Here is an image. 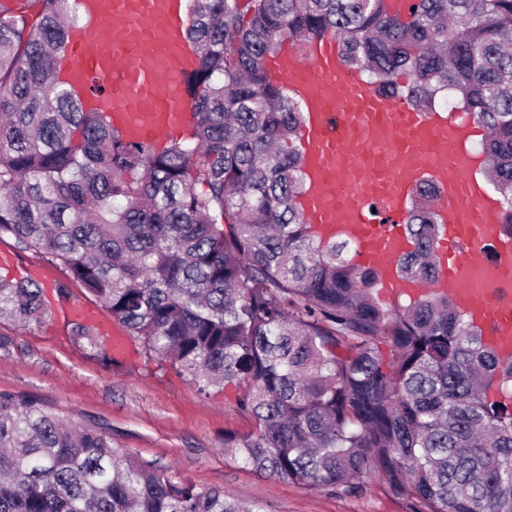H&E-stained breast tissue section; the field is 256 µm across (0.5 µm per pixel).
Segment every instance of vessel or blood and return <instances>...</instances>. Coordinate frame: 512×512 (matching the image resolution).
<instances>
[{"instance_id": "obj_1", "label": "vessel or blood", "mask_w": 512, "mask_h": 512, "mask_svg": "<svg viewBox=\"0 0 512 512\" xmlns=\"http://www.w3.org/2000/svg\"><path fill=\"white\" fill-rule=\"evenodd\" d=\"M85 26L75 28L64 60L68 83L132 143L152 147L181 137L193 119L184 79L195 66L182 40L185 0H81ZM307 113L302 147L308 224L324 238L356 246L359 265L374 268L382 298L418 294L401 280L396 258L409 244L400 224L420 181L440 190L444 234L435 291L447 294L512 356V243L501 240L497 201L473 174L464 147L480 132L373 91L338 58L325 37L288 48L273 68Z\"/></svg>"}]
</instances>
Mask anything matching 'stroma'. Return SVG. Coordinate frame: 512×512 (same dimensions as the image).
<instances>
[{
  "label": "stroma",
  "mask_w": 512,
  "mask_h": 512,
  "mask_svg": "<svg viewBox=\"0 0 512 512\" xmlns=\"http://www.w3.org/2000/svg\"><path fill=\"white\" fill-rule=\"evenodd\" d=\"M0 391L31 394L80 425L104 428L115 446L172 469L201 489L221 488L266 512H414L382 480L360 494L307 489L241 467L224 455V433H248L250 416L229 388L204 397L167 364L136 352L124 370L104 365L75 344L68 325L50 317L22 328L0 322Z\"/></svg>",
  "instance_id": "obj_1"
}]
</instances>
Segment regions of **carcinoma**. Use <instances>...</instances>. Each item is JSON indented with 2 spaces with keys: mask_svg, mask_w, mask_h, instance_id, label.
Returning a JSON list of instances; mask_svg holds the SVG:
<instances>
[{
  "mask_svg": "<svg viewBox=\"0 0 512 512\" xmlns=\"http://www.w3.org/2000/svg\"><path fill=\"white\" fill-rule=\"evenodd\" d=\"M76 0L0 2V240L60 268L208 396L255 420L224 455L304 488L375 478L414 512H512V357L447 296L389 304L346 241L305 223L299 101L269 67L285 41L336 36L341 62L433 111L454 96L488 131L484 175L512 238V0H190L194 119L126 141L61 75ZM436 186L412 196L397 265L430 283ZM44 285L0 276V318L49 317ZM73 340L111 361L94 330ZM0 512H264L199 490L0 392Z\"/></svg>",
  "mask_w": 512,
  "mask_h": 512,
  "instance_id": "cac0c4a2",
  "label": "carcinoma"
}]
</instances>
